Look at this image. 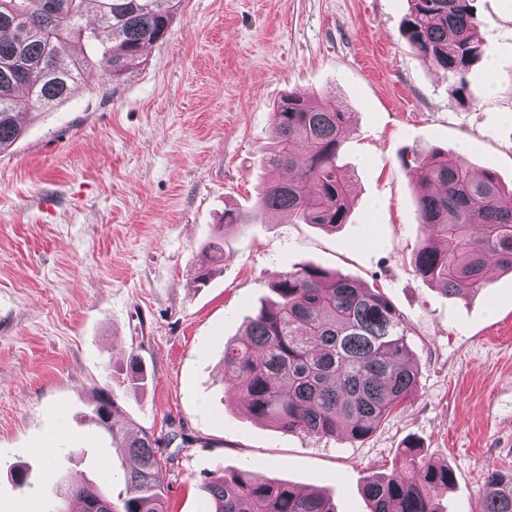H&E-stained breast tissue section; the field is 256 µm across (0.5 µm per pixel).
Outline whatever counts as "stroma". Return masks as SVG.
Here are the masks:
<instances>
[{"mask_svg":"<svg viewBox=\"0 0 512 512\" xmlns=\"http://www.w3.org/2000/svg\"><path fill=\"white\" fill-rule=\"evenodd\" d=\"M475 7L491 54L467 73L469 104L409 48L408 0H181L139 69L22 104L26 132L0 153V512L76 478L122 495V451L85 417L108 379L119 428L191 439L167 449L168 512H200L205 478L244 466L369 512L363 478L410 439L454 472L440 512H477L487 467L512 470V273L451 297L411 261L429 234L416 156L441 147L512 186V0ZM291 91L351 115L346 224L269 217L227 236L223 270L190 287L225 208L253 205ZM307 264L377 289L409 329L418 392L363 441L278 429L225 391V343ZM133 353L135 391L112 372Z\"/></svg>","mask_w":512,"mask_h":512,"instance_id":"35a3bbf8","label":"stroma"}]
</instances>
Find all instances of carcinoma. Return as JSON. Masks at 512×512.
<instances>
[{"mask_svg": "<svg viewBox=\"0 0 512 512\" xmlns=\"http://www.w3.org/2000/svg\"><path fill=\"white\" fill-rule=\"evenodd\" d=\"M97 5L85 21L86 4ZM180 0H0V153L25 128L17 103L39 109L73 98L87 71L114 79L143 63L145 49L165 38ZM404 32L409 47L452 81L460 100H475L469 68L489 52L478 35L481 20L472 0H408ZM72 39L90 53L66 60ZM273 145L264 151L267 172L255 205L224 209L206 246L211 264L195 270L190 286L205 285L224 262L226 234L288 214L307 224L345 223L350 185L340 164L346 113L328 96L290 92L272 108ZM293 177L285 179L281 172ZM416 205L430 235L412 256L420 275L448 295L489 287L488 263L512 271V189L489 171H476L446 151L434 150L418 165ZM274 299L249 320L245 334L224 346L227 393L244 400L249 414L284 431L351 441L372 436L392 411L416 395L418 372L408 361V329L379 291L306 265L271 285ZM125 371L136 389L145 375L132 354ZM116 395L98 388L89 422L115 433ZM132 465L124 469L125 497L117 505L92 484L75 479L56 492L64 512H166L159 439L146 430L124 439ZM454 480L448 465L427 461L421 450H401L391 472L367 476L361 493L369 512H440L435 496ZM206 512H336L314 491L275 482L241 468L202 483ZM480 512H512V472L487 468Z\"/></svg>", "mask_w": 512, "mask_h": 512, "instance_id": "1", "label": "carcinoma"}]
</instances>
